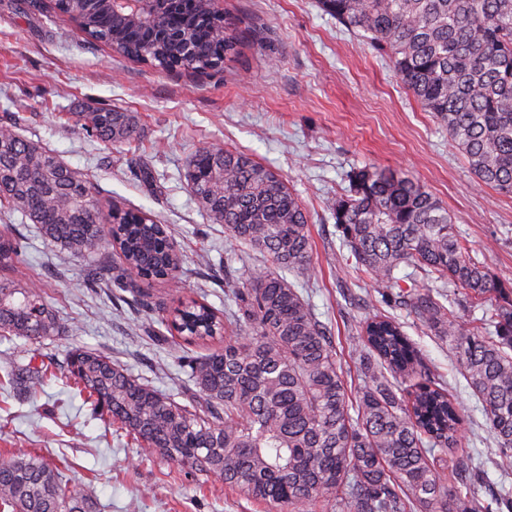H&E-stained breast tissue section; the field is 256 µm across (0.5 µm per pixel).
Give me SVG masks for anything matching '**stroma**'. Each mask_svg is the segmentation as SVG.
I'll return each mask as SVG.
<instances>
[{
	"instance_id": "1",
	"label": "stroma",
	"mask_w": 512,
	"mask_h": 512,
	"mask_svg": "<svg viewBox=\"0 0 512 512\" xmlns=\"http://www.w3.org/2000/svg\"><path fill=\"white\" fill-rule=\"evenodd\" d=\"M224 13L255 41L218 72H167L85 41L46 0H0V124L50 150L87 178L102 206L135 208L169 227L183 255L172 283L142 284L151 300L93 280L90 261L47 245L35 224L0 207V232L21 246L19 278L41 289L73 327L39 350L65 360L73 347L102 350L155 389L186 402L196 391L172 342L156 335L181 297L224 306V279L261 262L259 253L212 223L190 193L186 161L203 147L242 151L278 173L301 200L312 239L310 271L293 275L299 292L327 325L348 394L360 384V321L395 315L419 343L429 368L464 412L459 444L480 464V512H501L500 466L482 406L457 368L453 344L432 336L395 307L388 289L338 262L339 233L329 203L348 190L349 174L367 165L401 167L454 217L463 243L489 273L512 287V194L478 183L432 113L424 111L388 60L339 26L317 0H224ZM112 108L136 115L138 149L110 146L68 123L71 112ZM152 182H143L141 168ZM35 451L66 468L98 512H268L223 484L142 458L125 430L106 428L65 378L47 380L33 398L0 389V456Z\"/></svg>"
}]
</instances>
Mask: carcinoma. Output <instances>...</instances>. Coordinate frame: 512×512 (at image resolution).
<instances>
[{
	"instance_id": "obj_1",
	"label": "carcinoma",
	"mask_w": 512,
	"mask_h": 512,
	"mask_svg": "<svg viewBox=\"0 0 512 512\" xmlns=\"http://www.w3.org/2000/svg\"><path fill=\"white\" fill-rule=\"evenodd\" d=\"M336 23L388 57L404 87L439 124L480 183L512 193V0H318ZM56 13L123 56L168 72L219 71L244 32L207 0H178L144 24L92 0H55ZM85 132L111 145L140 138L130 112H73ZM187 185L210 220L282 270L311 263L308 215L270 168L243 152L204 147L187 161ZM349 195L329 205L342 236L339 260L381 288L434 335L454 342L456 363L481 402L502 464H512V303L481 330L460 327L440 288L475 300L505 294L462 243L448 210L418 180L390 168L349 175ZM0 206L38 225L52 247L76 258L117 252L112 287L172 281L181 254L150 214L104 211L87 179L9 127L0 129ZM20 253L0 233V340L38 344L68 332L41 290L9 279ZM405 270L403 276L396 271ZM423 275L427 284H416ZM221 312L188 296L163 322L174 345L220 349L182 357L200 399L186 404L151 387L95 349L76 348L67 377L148 457L221 481L276 512H477L466 466L451 491L432 456L457 444L461 409L394 318L358 326L363 343L357 396L347 398L327 327L286 277L253 265L224 279ZM9 381L33 395L53 360L35 351ZM0 512H96L44 456L20 450L0 461Z\"/></svg>"
}]
</instances>
